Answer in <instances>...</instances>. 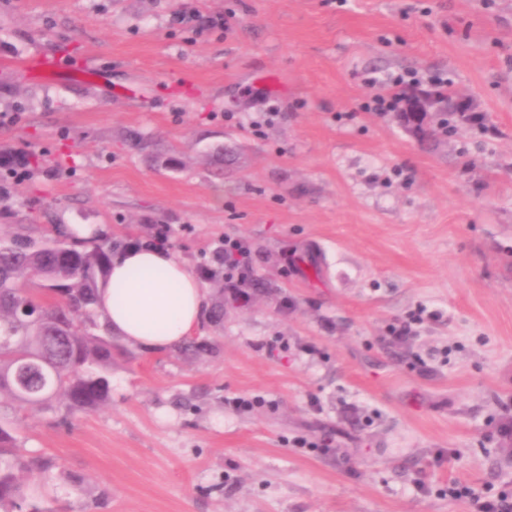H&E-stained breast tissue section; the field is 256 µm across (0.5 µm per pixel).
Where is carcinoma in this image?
Returning <instances> with one entry per match:
<instances>
[{
  "label": "carcinoma",
  "instance_id": "cac0c4a2",
  "mask_svg": "<svg viewBox=\"0 0 512 512\" xmlns=\"http://www.w3.org/2000/svg\"><path fill=\"white\" fill-rule=\"evenodd\" d=\"M440 106L437 127L423 138L451 130L446 115L460 111L449 89L429 92ZM44 155L0 153V179L18 169H37ZM121 241L81 239L57 224L35 238L0 235V512H40L20 481L41 473L45 458L18 453V425L9 411L35 408L64 417L97 410L112 382L113 334L97 308ZM38 309L33 322L22 309Z\"/></svg>",
  "mask_w": 512,
  "mask_h": 512
}]
</instances>
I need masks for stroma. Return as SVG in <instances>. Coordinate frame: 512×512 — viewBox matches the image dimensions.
I'll use <instances>...</instances> for the list:
<instances>
[{"mask_svg":"<svg viewBox=\"0 0 512 512\" xmlns=\"http://www.w3.org/2000/svg\"><path fill=\"white\" fill-rule=\"evenodd\" d=\"M44 52L92 78L27 77ZM467 94L423 142L365 108ZM0 235L158 230L207 308L18 412L44 512H471L512 491V0H0ZM242 242L249 268L214 250ZM44 161V155L37 152H28L20 156L0 153V179L15 175L19 168L38 169ZM448 496L452 499L466 498L472 504L475 512H511L512 496L501 495L495 498L486 497L469 486L458 484L448 485Z\"/></svg>","mask_w":512,"mask_h":512,"instance_id":"35a3bbf8","label":"stroma"}]
</instances>
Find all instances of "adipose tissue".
Returning <instances> with one entry per match:
<instances>
[{
    "instance_id": "obj_1",
    "label": "adipose tissue",
    "mask_w": 512,
    "mask_h": 512,
    "mask_svg": "<svg viewBox=\"0 0 512 512\" xmlns=\"http://www.w3.org/2000/svg\"><path fill=\"white\" fill-rule=\"evenodd\" d=\"M207 306L194 273L171 251L129 246L112 261L98 307L112 332L146 351L180 344Z\"/></svg>"
}]
</instances>
